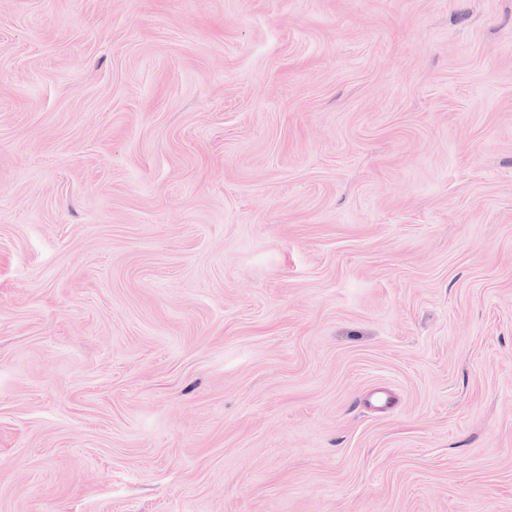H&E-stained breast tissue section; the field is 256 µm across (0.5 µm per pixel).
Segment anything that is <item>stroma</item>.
Returning a JSON list of instances; mask_svg holds the SVG:
<instances>
[{
	"label": "stroma",
	"mask_w": 512,
	"mask_h": 512,
	"mask_svg": "<svg viewBox=\"0 0 512 512\" xmlns=\"http://www.w3.org/2000/svg\"><path fill=\"white\" fill-rule=\"evenodd\" d=\"M0 512H512V0H0Z\"/></svg>",
	"instance_id": "35a3bbf8"
}]
</instances>
